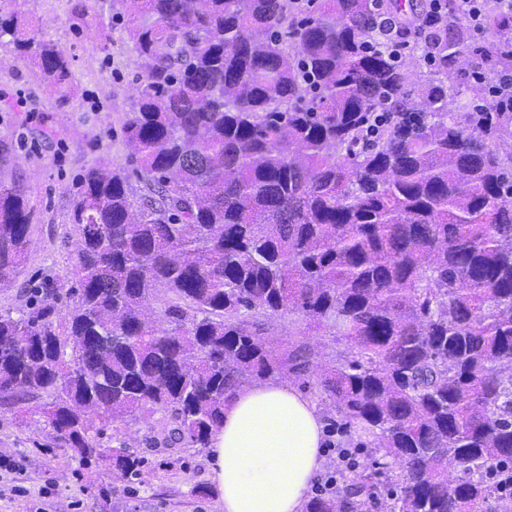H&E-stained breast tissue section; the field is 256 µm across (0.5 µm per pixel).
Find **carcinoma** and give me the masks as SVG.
<instances>
[{"label": "carcinoma", "mask_w": 512, "mask_h": 512, "mask_svg": "<svg viewBox=\"0 0 512 512\" xmlns=\"http://www.w3.org/2000/svg\"><path fill=\"white\" fill-rule=\"evenodd\" d=\"M127 2L144 67L124 124L135 167L86 174L69 277L0 313V399L47 397L83 465L109 454L136 478L143 457L103 447V427L157 414L154 446L209 447L237 389L317 367L269 336L299 313L348 345L318 376L340 416L328 433L384 450L340 492L367 497L397 468L388 512L502 501L489 471L512 472V112L454 111L448 67L474 50L511 67L497 41L512 23L477 49L443 33L414 79L378 42L375 0H323L290 45L286 0ZM3 35L64 88L53 43L13 14ZM29 225L23 190L0 182V288Z\"/></svg>", "instance_id": "1"}]
</instances>
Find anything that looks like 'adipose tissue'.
I'll return each mask as SVG.
<instances>
[{"label":"adipose tissue","mask_w":512,"mask_h":512,"mask_svg":"<svg viewBox=\"0 0 512 512\" xmlns=\"http://www.w3.org/2000/svg\"><path fill=\"white\" fill-rule=\"evenodd\" d=\"M324 421L296 389L237 390L210 443L211 481L224 512H301L324 464Z\"/></svg>","instance_id":"1"}]
</instances>
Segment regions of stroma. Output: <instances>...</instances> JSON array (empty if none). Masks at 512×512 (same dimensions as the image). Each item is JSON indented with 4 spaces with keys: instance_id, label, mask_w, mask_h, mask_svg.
Segmentation results:
<instances>
[{
    "instance_id": "1",
    "label": "stroma",
    "mask_w": 512,
    "mask_h": 512,
    "mask_svg": "<svg viewBox=\"0 0 512 512\" xmlns=\"http://www.w3.org/2000/svg\"><path fill=\"white\" fill-rule=\"evenodd\" d=\"M32 36L53 42L70 62L67 94L22 60L0 37V145L10 163L0 179L24 187L31 212L30 251L15 284L0 289V312L29 300L32 284L66 279L77 236L70 222L88 171L132 167L122 127L138 96L143 62L123 25L125 0H6ZM25 98L27 111L14 105ZM44 398L25 408L0 403V512H224L204 448H162L151 422L104 433V447L127 442L145 466L118 479L112 460L85 466L56 439L41 414Z\"/></svg>"
}]
</instances>
